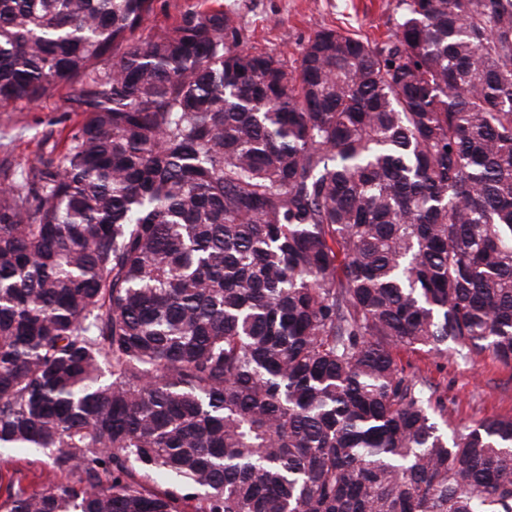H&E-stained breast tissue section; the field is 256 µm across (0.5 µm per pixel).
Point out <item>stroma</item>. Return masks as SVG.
<instances>
[{
	"label": "stroma",
	"mask_w": 512,
	"mask_h": 512,
	"mask_svg": "<svg viewBox=\"0 0 512 512\" xmlns=\"http://www.w3.org/2000/svg\"><path fill=\"white\" fill-rule=\"evenodd\" d=\"M395 4L396 0H224L225 7L240 15L243 48L281 53L291 63L301 45L325 28L387 40L396 27ZM72 96L71 87H61L36 103L20 101L0 112V158L27 169L42 153L62 151L65 137L82 119L71 109ZM401 357L407 372L423 379L435 396L447 399L450 427L512 416V367L486 355L463 360L405 351ZM17 477L33 490L60 479L48 459L31 449L13 450L0 458V479Z\"/></svg>",
	"instance_id": "stroma-1"
}]
</instances>
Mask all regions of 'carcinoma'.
<instances>
[{
	"mask_svg": "<svg viewBox=\"0 0 512 512\" xmlns=\"http://www.w3.org/2000/svg\"><path fill=\"white\" fill-rule=\"evenodd\" d=\"M0 0V512H512V417L448 434L400 353L512 366V0H397L297 66L198 0ZM197 0H156L154 12L146 23L143 34H147L151 28L171 25L188 6ZM71 87H60L52 95L29 104L17 102L9 112H0V160L7 157L20 169L34 166L42 153L59 154L64 139L82 119L72 112ZM0 458V484L5 487L10 478H23L31 490H38L50 482H60L65 477L56 474L48 459L32 449L13 450ZM2 478V479H1Z\"/></svg>",
	"mask_w": 512,
	"mask_h": 512,
	"instance_id": "carcinoma-1",
	"label": "carcinoma"
}]
</instances>
